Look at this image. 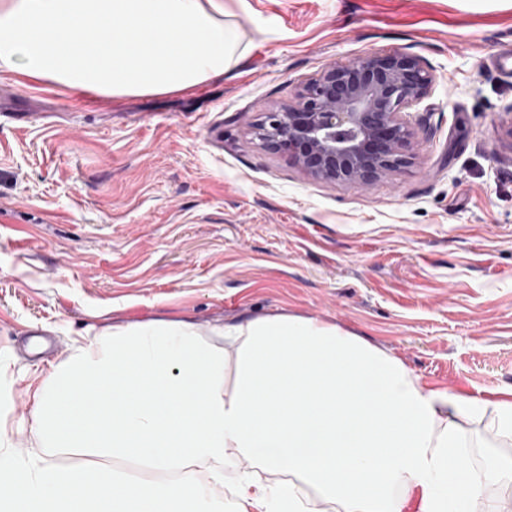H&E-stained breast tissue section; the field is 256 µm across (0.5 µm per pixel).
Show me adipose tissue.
Returning <instances> with one entry per match:
<instances>
[{
    "mask_svg": "<svg viewBox=\"0 0 512 512\" xmlns=\"http://www.w3.org/2000/svg\"><path fill=\"white\" fill-rule=\"evenodd\" d=\"M246 54L224 0H0V73L76 95L181 91ZM32 398L38 454L16 459L0 423V512H512L486 494L512 465L475 471L465 435L487 416L512 442V389H431L312 317L108 325L73 340ZM231 455L281 482L226 485Z\"/></svg>",
    "mask_w": 512,
    "mask_h": 512,
    "instance_id": "1",
    "label": "adipose tissue"
}]
</instances>
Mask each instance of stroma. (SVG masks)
Segmentation results:
<instances>
[{
    "label": "stroma",
    "instance_id": "35a3bbf8",
    "mask_svg": "<svg viewBox=\"0 0 512 512\" xmlns=\"http://www.w3.org/2000/svg\"><path fill=\"white\" fill-rule=\"evenodd\" d=\"M223 77L84 100L0 75V419L33 451L28 384L109 324L335 323L429 387H512V0H224ZM398 48L434 76L413 159L370 184L266 149L265 112L332 62Z\"/></svg>",
    "mask_w": 512,
    "mask_h": 512
}]
</instances>
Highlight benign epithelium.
Listing matches in <instances>:
<instances>
[{
	"mask_svg": "<svg viewBox=\"0 0 512 512\" xmlns=\"http://www.w3.org/2000/svg\"><path fill=\"white\" fill-rule=\"evenodd\" d=\"M432 87L424 60L399 49L333 62L301 84L296 103L265 113L259 136L317 180L370 183L409 162L408 110Z\"/></svg>",
	"mask_w": 512,
	"mask_h": 512,
	"instance_id": "7a95c632",
	"label": "benign epithelium"
}]
</instances>
